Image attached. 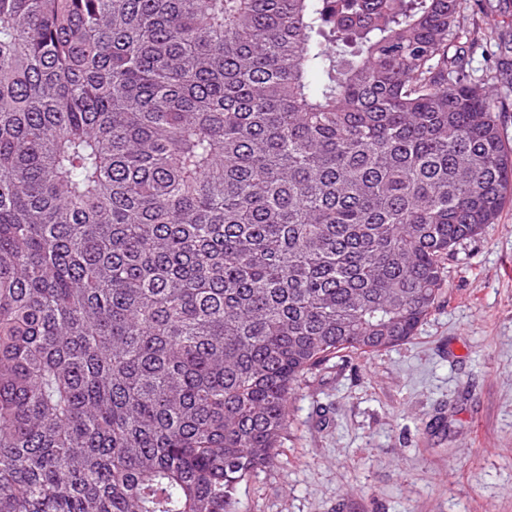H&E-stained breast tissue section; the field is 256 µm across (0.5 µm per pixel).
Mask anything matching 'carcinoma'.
Segmentation results:
<instances>
[{
  "mask_svg": "<svg viewBox=\"0 0 512 512\" xmlns=\"http://www.w3.org/2000/svg\"><path fill=\"white\" fill-rule=\"evenodd\" d=\"M461 0H0V512H239L303 374L411 339L512 204Z\"/></svg>",
  "mask_w": 512,
  "mask_h": 512,
  "instance_id": "carcinoma-1",
  "label": "carcinoma"
}]
</instances>
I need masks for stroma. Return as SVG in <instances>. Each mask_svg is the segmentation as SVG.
Segmentation results:
<instances>
[{
    "instance_id": "35a3bbf8",
    "label": "stroma",
    "mask_w": 512,
    "mask_h": 512,
    "mask_svg": "<svg viewBox=\"0 0 512 512\" xmlns=\"http://www.w3.org/2000/svg\"><path fill=\"white\" fill-rule=\"evenodd\" d=\"M474 80L512 62L489 35L512 0H462ZM240 512H512V205L448 263L439 306L408 342L304 373L278 462Z\"/></svg>"
}]
</instances>
